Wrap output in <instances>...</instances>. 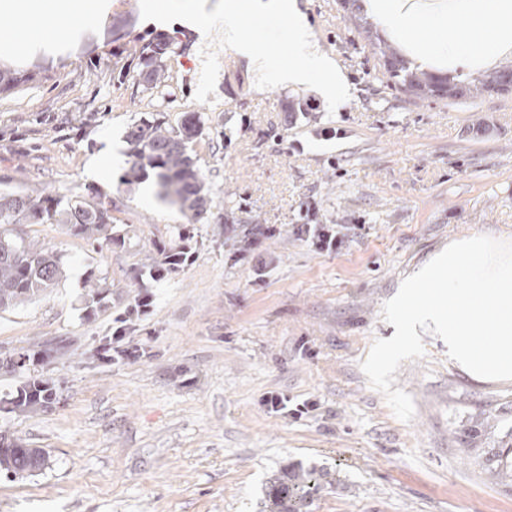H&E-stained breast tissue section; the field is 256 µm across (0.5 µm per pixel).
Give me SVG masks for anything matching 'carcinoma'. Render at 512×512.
<instances>
[{
	"instance_id": "carcinoma-1",
	"label": "carcinoma",
	"mask_w": 512,
	"mask_h": 512,
	"mask_svg": "<svg viewBox=\"0 0 512 512\" xmlns=\"http://www.w3.org/2000/svg\"><path fill=\"white\" fill-rule=\"evenodd\" d=\"M370 45L381 61L382 80L419 99L470 100L485 92H500L512 85V65L477 76L458 72L446 77L417 72L412 62L401 57L381 40ZM136 76L158 87L165 83L166 70L157 54L142 57ZM202 115L190 114L176 124L165 117L139 119L126 132L130 168L127 181H138L152 172L156 197L191 213L195 219L207 214L213 198L191 149L193 139L203 132ZM67 224L70 231L90 244L108 245L112 236V209L100 202L89 205L76 197L67 200L38 191L0 190V310L13 309L45 295L65 276L61 257L16 230L22 224ZM498 447L484 450L487 470L512 477V424L497 420ZM44 451L8 444L0 448V471L13 475L33 473L43 467ZM330 473L313 468L292 467L274 478L261 512H308L310 501Z\"/></svg>"
}]
</instances>
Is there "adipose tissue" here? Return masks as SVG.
<instances>
[{"label":"adipose tissue","mask_w":512,"mask_h":512,"mask_svg":"<svg viewBox=\"0 0 512 512\" xmlns=\"http://www.w3.org/2000/svg\"><path fill=\"white\" fill-rule=\"evenodd\" d=\"M107 0H0V12L11 14L14 26L5 41L22 54L34 42L56 44L67 39L74 25H96L105 16ZM370 9L383 24L414 38L422 59L442 56L449 64L467 59L489 66L512 53V0H370ZM465 20L470 38L449 45L443 34Z\"/></svg>","instance_id":"ef3b65f1"}]
</instances>
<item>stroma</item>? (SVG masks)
Listing matches in <instances>:
<instances>
[{
  "label": "stroma",
  "instance_id": "stroma-1",
  "mask_svg": "<svg viewBox=\"0 0 512 512\" xmlns=\"http://www.w3.org/2000/svg\"><path fill=\"white\" fill-rule=\"evenodd\" d=\"M298 3L350 85L332 113L311 91L256 90L241 58L195 101L196 37L148 24L139 0H111L59 45L15 55L0 44V67L27 77L0 91V187L107 202L118 237L96 249L64 224L23 227L67 276L0 311V445L46 453L41 471L0 473V512H258L269 478L295 463L335 475L309 512H512V481L478 456L488 439L463 435L512 412V380L464 370L423 334L424 356L395 374L415 403L405 423L360 367L394 335L382 307L405 277L462 238L512 240V92L415 98L382 82L340 0ZM160 41L164 87L133 84L128 72ZM185 112L208 118L192 145L215 201L206 219L159 201L154 177L125 183L124 159L89 176L106 146L126 154L133 121ZM228 224L268 228L265 272L239 260ZM296 224L342 225L348 243L316 253ZM185 241L193 264L133 279ZM90 279L100 303L86 299ZM144 287L153 311L131 335L145 356L102 359L113 316ZM34 379L52 398L15 407ZM269 392L315 407L274 416Z\"/></svg>",
  "mask_w": 512,
  "mask_h": 512
}]
</instances>
